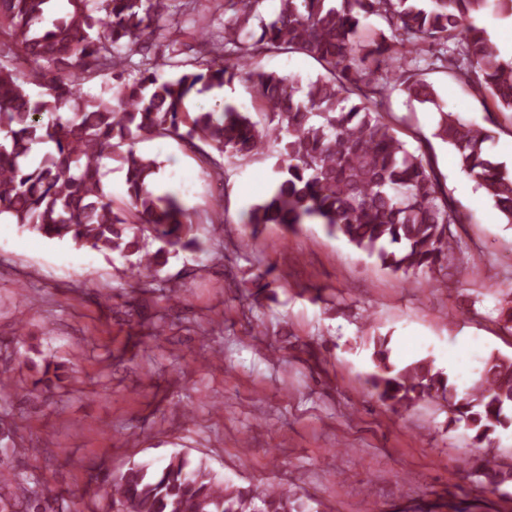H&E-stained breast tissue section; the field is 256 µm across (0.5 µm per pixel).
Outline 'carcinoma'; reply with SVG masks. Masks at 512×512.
I'll use <instances>...</instances> for the list:
<instances>
[{
    "instance_id": "1",
    "label": "carcinoma",
    "mask_w": 512,
    "mask_h": 512,
    "mask_svg": "<svg viewBox=\"0 0 512 512\" xmlns=\"http://www.w3.org/2000/svg\"><path fill=\"white\" fill-rule=\"evenodd\" d=\"M171 2L68 0L69 10L51 20L52 0H0V219L135 255L128 272L148 277L203 243L180 198L156 191L161 163L137 150L142 139L179 140L207 158L208 148L230 160L274 152L275 188L245 215L251 238L266 224L290 231L322 224L390 272H421L446 288L461 219L425 150L429 139L420 134L418 149L407 146L396 134L398 118L383 110L399 92L436 109L433 137L456 150L462 170L512 223V171L487 153L491 132L445 110L414 65L439 45L430 65L474 81L499 111L512 112V57L478 24L490 10L512 15V0H278L269 16L264 0H223L224 34L214 40L203 24L196 48L158 25ZM370 16L380 25L364 38ZM283 51L314 59L322 73L303 86L255 68ZM105 74L112 82L101 93L85 89ZM237 80L251 84L264 127L230 103L189 108ZM108 161L126 171L127 203H116L104 185ZM151 239L162 243L154 252ZM372 360L370 385L392 408L441 399L450 422L464 423L479 445L512 428V358L489 357L462 395L432 361L393 360L385 337L374 340ZM499 460L498 449H481L470 468L478 487L502 484ZM30 480L0 471V512L12 507L1 490L13 485L24 492L23 512H40L43 493ZM109 494L116 512H306L284 489L222 480L180 454L156 465L131 462L113 476Z\"/></svg>"
}]
</instances>
